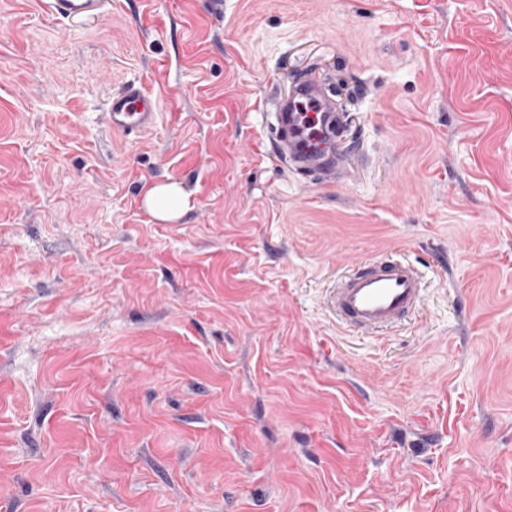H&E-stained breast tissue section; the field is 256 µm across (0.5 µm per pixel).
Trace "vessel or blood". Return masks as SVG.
Listing matches in <instances>:
<instances>
[{"instance_id":"vessel-or-blood-1","label":"vessel or blood","mask_w":512,"mask_h":512,"mask_svg":"<svg viewBox=\"0 0 512 512\" xmlns=\"http://www.w3.org/2000/svg\"><path fill=\"white\" fill-rule=\"evenodd\" d=\"M97 0H48L52 16L70 19L95 9ZM273 143L279 156L300 175L344 182L346 150L338 138V114L321 78L306 74L288 95L276 97ZM113 132L133 135L155 127L157 104L136 80L125 82L106 104ZM423 286L417 271L401 261L371 260L353 268L334 292L331 305L341 323L367 330L396 325L421 306Z\"/></svg>"}]
</instances>
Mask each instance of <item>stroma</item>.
Listing matches in <instances>:
<instances>
[{
	"instance_id": "stroma-1",
	"label": "stroma",
	"mask_w": 512,
	"mask_h": 512,
	"mask_svg": "<svg viewBox=\"0 0 512 512\" xmlns=\"http://www.w3.org/2000/svg\"><path fill=\"white\" fill-rule=\"evenodd\" d=\"M304 73L345 183L266 143ZM386 254L420 316L341 329ZM0 512H512V0H0ZM96 0H49L47 7L52 16L70 19L85 15L96 8ZM104 116L113 132L126 136L139 134L157 124V104L139 81L130 80L108 100ZM143 206L160 224H173L192 207L191 194L179 182L148 184L143 192Z\"/></svg>"
}]
</instances>
